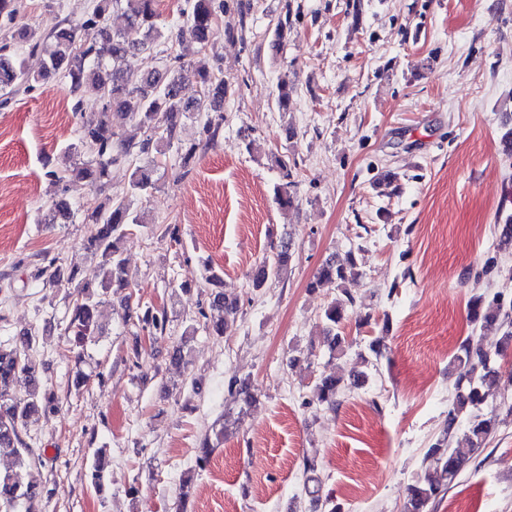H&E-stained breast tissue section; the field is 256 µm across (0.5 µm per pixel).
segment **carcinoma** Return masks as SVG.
Instances as JSON below:
<instances>
[{
    "instance_id": "carcinoma-1",
    "label": "carcinoma",
    "mask_w": 512,
    "mask_h": 512,
    "mask_svg": "<svg viewBox=\"0 0 512 512\" xmlns=\"http://www.w3.org/2000/svg\"><path fill=\"white\" fill-rule=\"evenodd\" d=\"M157 0H96L86 19L68 24V27L52 35V41L36 37L28 29H20L14 39L20 46L32 51H44L48 57L40 73H29L20 53L10 46L0 47V91L11 93L30 81L47 82L61 76L66 79L68 91L78 93L90 85L103 101V112L96 118L83 122L81 144L91 155L90 160L76 167L72 175L100 192L112 178V168L128 158L144 154L150 148L151 139L140 143L116 137L110 114L119 113L142 127H152L155 116L165 115L167 125L160 139L171 142L178 138L181 117L187 112H216L224 102L225 82L218 77L208 61L200 59L196 73L200 83L199 98L187 101L181 93V82L175 70L162 68L141 75L131 73L124 62L126 58L152 49L163 41L173 43L189 35L201 48H207L217 34L215 0H191L184 25L177 31H168L158 25ZM124 6L127 28L112 32L108 16L115 6ZM293 87L286 77L277 84V106L288 111ZM286 182L277 186L275 198L280 205L293 203L289 188L291 172L288 164L279 161ZM154 170L141 166L129 174V185L134 193L145 192L154 186ZM87 217L97 224L96 235L87 243V249L100 259L102 277L98 287L78 281V270L65 268L49 261L40 275L45 285L67 288L71 297L69 321L64 335L68 351L77 362H82L84 347L99 332L98 307L110 293L125 292V307L133 314L140 306L130 303L131 277L119 247L120 240L136 227L142 226L128 205L123 202H99L88 210ZM291 259L288 242L282 240L270 250V254L256 263L249 274L253 287L261 288L272 279H280L286 273ZM360 277L355 256L345 265L328 260L319 269L313 288L327 287L338 296L324 309V334L330 353L344 351L345 337L336 332L347 318L354 304V297L346 285ZM238 303L224 296L221 291L209 295V311H200L205 318V331L211 336L223 335L226 316L237 311ZM468 318L471 325L482 327L497 323L503 329L499 345L492 349H472L469 344L460 345L455 360L467 367L455 383L456 397L448 411V425H453L459 415L466 416V426L456 436L447 432L428 452V471L408 487L407 512H430L432 504L454 486L460 473L474 454L482 448L495 430L493 412L485 411L488 398L498 383L499 370L495 367L504 351L512 345V301L496 297L487 302L481 296L469 302ZM138 321L150 334H163L167 330L168 311L164 307L148 309ZM38 330L30 329L11 340L0 342V456L14 458L11 468L0 472V512H38L44 488L33 478L29 469L32 451L21 437V430L30 423L58 412L59 398L45 385L49 364L34 356ZM359 385V377L348 379L327 375L320 377L312 389L311 401L328 409L336 408L338 397ZM229 391L237 395L245 405L257 402L250 379H235L229 383ZM224 444V428L214 432V440H206L199 447L196 459L203 468L214 450ZM108 466L106 451L94 452L91 463L92 485L102 491L103 474Z\"/></svg>"
}]
</instances>
